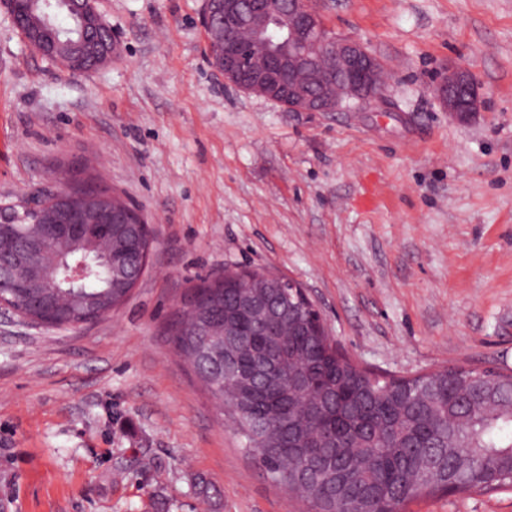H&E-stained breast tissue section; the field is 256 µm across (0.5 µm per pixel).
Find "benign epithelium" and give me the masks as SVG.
I'll return each instance as SVG.
<instances>
[{"instance_id": "1", "label": "benign epithelium", "mask_w": 512, "mask_h": 512, "mask_svg": "<svg viewBox=\"0 0 512 512\" xmlns=\"http://www.w3.org/2000/svg\"><path fill=\"white\" fill-rule=\"evenodd\" d=\"M73 15L78 39L72 44L50 41L46 28L61 10ZM42 26L23 31L38 54L74 72L94 71L112 62V30L96 7V0H41ZM224 19V30L209 37L213 67L224 83L239 91L274 102L288 112H336L355 99L362 106L391 108L386 98L387 73L383 61L363 42L329 31L309 0H205L202 24L212 30L214 17ZM448 112L464 119L483 108L484 95L472 70L465 65L449 68L435 88ZM65 191L29 197L10 208L0 207V224L33 221L46 232L74 231L92 223L75 203L45 217L47 200ZM237 301L240 317L257 318L274 326L293 321V309L274 308L270 298L252 290ZM262 288H288L312 304L297 283L278 277ZM237 333L224 324V370L235 368L230 350Z\"/></svg>"}]
</instances>
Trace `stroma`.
<instances>
[{"label": "stroma", "mask_w": 512, "mask_h": 512, "mask_svg": "<svg viewBox=\"0 0 512 512\" xmlns=\"http://www.w3.org/2000/svg\"><path fill=\"white\" fill-rule=\"evenodd\" d=\"M387 67L388 112L285 111L226 87L203 0H97L110 64L73 74L0 0V204L78 164L155 238L112 314L79 328L0 313V512H307L273 485L166 332L198 278L300 284L338 347L410 377L512 372V0H311ZM469 65L485 107L447 112ZM410 512H512V490ZM442 105L459 118L481 112L484 95L472 70L465 65L448 68L435 88Z\"/></svg>", "instance_id": "1"}]
</instances>
